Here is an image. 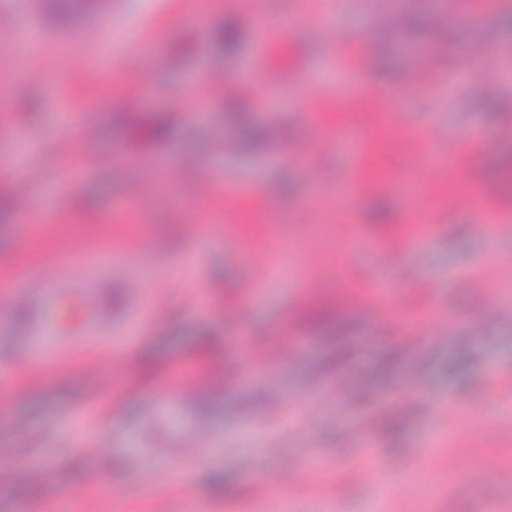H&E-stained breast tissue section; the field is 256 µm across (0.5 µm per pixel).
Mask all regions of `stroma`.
Listing matches in <instances>:
<instances>
[{"instance_id": "1", "label": "stroma", "mask_w": 512, "mask_h": 512, "mask_svg": "<svg viewBox=\"0 0 512 512\" xmlns=\"http://www.w3.org/2000/svg\"><path fill=\"white\" fill-rule=\"evenodd\" d=\"M123 3L111 32L41 36L33 61L0 32V274L68 255L89 276L111 273L119 315L130 289L164 284L150 324L117 328L129 337L119 356L98 346L112 418L87 400L96 377L83 364L59 378L45 358L28 387V355L0 341V512H147L162 488L164 512H512V391L497 384L512 377V319L478 300L512 287V209L445 208L428 190L418 208L398 187L475 136L483 147L456 182L512 199V0L475 22L447 0L440 26L427 0ZM257 11L277 34L261 53ZM227 21L230 51L211 35ZM340 37L374 48L359 82L398 122L372 139L353 197L352 164L328 145L350 112L337 99ZM475 43L496 54L490 81L463 64ZM431 47L443 66L423 87ZM227 77L250 84L231 104L214 90ZM225 178L257 197L228 200ZM408 224L420 246L382 266L371 238ZM240 245L266 263L250 294L231 258ZM311 279L323 290L303 297ZM377 284L389 300L374 306ZM411 332L419 348L402 344ZM253 336L278 349L275 363L250 360ZM208 375L223 387H204ZM342 377L352 390L331 398ZM180 385L187 400L168 403ZM370 414L364 456L356 432ZM195 433L200 455L181 445ZM443 446L456 468L436 457ZM15 448L33 454L18 463ZM62 474L43 496L40 479Z\"/></svg>"}]
</instances>
